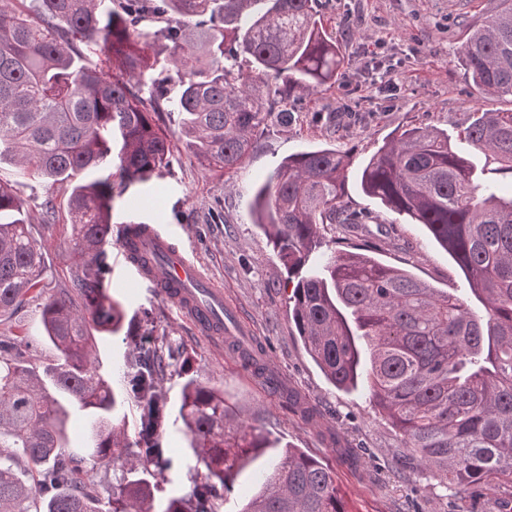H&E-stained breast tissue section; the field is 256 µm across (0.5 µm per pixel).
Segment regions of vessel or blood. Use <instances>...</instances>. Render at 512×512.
I'll list each match as a JSON object with an SVG mask.
<instances>
[{"mask_svg": "<svg viewBox=\"0 0 512 512\" xmlns=\"http://www.w3.org/2000/svg\"><path fill=\"white\" fill-rule=\"evenodd\" d=\"M138 230L136 248L121 249L122 257L134 269L132 286L149 284L177 303L198 332L220 337L224 331L223 289L175 246L160 225L142 224Z\"/></svg>", "mask_w": 512, "mask_h": 512, "instance_id": "vessel-or-blood-1", "label": "vessel or blood"}]
</instances>
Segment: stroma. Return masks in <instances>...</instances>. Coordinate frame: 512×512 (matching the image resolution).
Returning a JSON list of instances; mask_svg holds the SVG:
<instances>
[{
    "label": "stroma",
    "mask_w": 512,
    "mask_h": 512,
    "mask_svg": "<svg viewBox=\"0 0 512 512\" xmlns=\"http://www.w3.org/2000/svg\"><path fill=\"white\" fill-rule=\"evenodd\" d=\"M499 0H332L323 26L336 40L344 58L342 76L298 103L287 124L272 122L255 136L254 149L233 175L206 173L192 157H183L172 174L129 189L116 199L112 234L129 220V198L162 192L159 211L142 210L141 221H161L175 243L193 253L207 276L221 285L240 326L269 356L272 381L256 376L232 353H219L213 339L197 334L180 316L174 302L155 289L128 288V268L115 241L107 248L111 275L107 292L120 301L125 318L119 335H101L97 357L102 374L122 366L132 349L128 339L143 315L154 319L160 342L180 346L181 361L165 370L161 391L170 405H178L187 378L223 386L225 397L241 418L263 427L278 445L291 446L328 464L350 512H498L495 495L480 496L442 491L421 472L403 448L389 419L371 401L365 386L335 387L308 354L292 322L288 271L262 229L252 224L249 207L254 188L282 158L292 153L330 146L353 159L343 204L371 215L355 231L326 227V241L342 252L371 256L408 271L430 287L457 294L482 311V304L448 253L431 240L424 225L384 209L366 197L356 172L380 148L406 128L428 126L446 133L452 147H460V131L480 113L512 110V99L480 94L458 60L471 33L494 13ZM383 48H376V41ZM392 69L394 86L376 92L370 68ZM58 220L44 226L32 214L31 227L46 250L45 286L49 292L70 287L83 267L73 249L74 226L69 221L67 195H56ZM42 301L30 299L16 316L0 317V336L24 323L38 347L36 364L55 357L52 347L40 344ZM292 388L315 402L324 427L339 432L362 457L359 466L339 463L334 445L292 414L281 391ZM162 444L171 466L160 479L157 503L181 496L191 487L188 441L178 415H171ZM268 457L243 468L233 490L220 500L218 512H241L261 486Z\"/></svg>",
    "instance_id": "obj_1"
}]
</instances>
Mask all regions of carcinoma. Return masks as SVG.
<instances>
[{
	"label": "carcinoma",
	"mask_w": 512,
	"mask_h": 512,
	"mask_svg": "<svg viewBox=\"0 0 512 512\" xmlns=\"http://www.w3.org/2000/svg\"><path fill=\"white\" fill-rule=\"evenodd\" d=\"M330 0H9L0 8V314L42 290L44 245L29 229L57 220L53 194L70 186L74 248L90 257L72 287L41 310L52 364L31 362L18 333L0 340V512H217L239 468L274 443L238 422L224 389L189 377L178 410L197 467L188 494L154 508L167 466L160 383L174 349L144 328L124 386L98 370V333L121 331L105 291L113 201L170 172L179 147L204 172L238 170L288 101L336 79L342 64L323 29ZM475 28L459 59L481 93L512 97V0ZM165 26H159V23ZM164 39V61L148 54ZM169 118L166 130L157 120ZM461 138L485 165L512 174V111L483 112ZM350 155L292 154L254 194V223L296 280L292 318L310 357L340 389L366 385L403 447L445 489L506 490L512 503V187L485 181L470 158L429 127L403 130L363 168L365 195L424 225L455 261L484 310L363 254L322 250L320 226L364 224L342 205ZM27 186L24 199L17 187ZM139 406L128 430L124 396ZM288 407L314 423L297 392ZM86 418L70 446L73 414ZM8 448L5 454L1 449ZM121 472L104 495L97 471ZM242 512H347L333 470L286 447Z\"/></svg>",
	"instance_id": "carcinoma-1"
}]
</instances>
